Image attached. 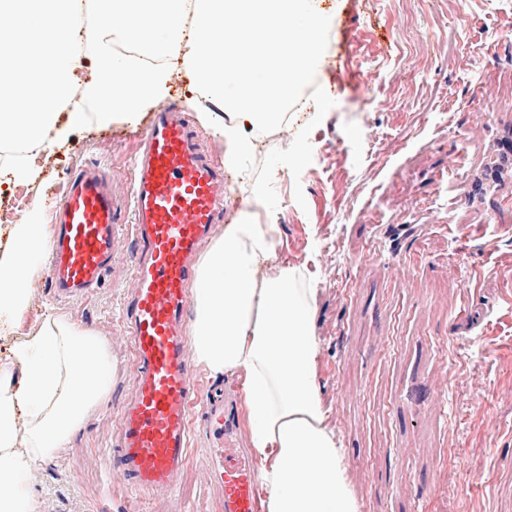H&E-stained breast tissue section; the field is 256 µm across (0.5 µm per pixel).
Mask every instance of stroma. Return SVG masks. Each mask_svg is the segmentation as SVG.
Segmentation results:
<instances>
[{
    "label": "stroma",
    "instance_id": "obj_1",
    "mask_svg": "<svg viewBox=\"0 0 512 512\" xmlns=\"http://www.w3.org/2000/svg\"><path fill=\"white\" fill-rule=\"evenodd\" d=\"M321 57L288 108L293 136L256 133L231 169L253 221L281 224L279 265L313 259L322 398L360 512H438L445 472L456 512H512V0H321ZM130 122L87 119L44 133L25 188L49 223L72 177L128 176ZM337 251L321 248L328 235ZM135 245L123 238L102 285L58 301L45 271L0 326V368L48 308L104 335L110 393L66 451L26 475L39 512H222L194 423L174 496L132 492L109 473L132 354L121 320Z\"/></svg>",
    "mask_w": 512,
    "mask_h": 512
}]
</instances>
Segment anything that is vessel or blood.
I'll use <instances>...</instances> for the list:
<instances>
[{"instance_id":"vessel-or-blood-1","label":"vessel or blood","mask_w":512,"mask_h":512,"mask_svg":"<svg viewBox=\"0 0 512 512\" xmlns=\"http://www.w3.org/2000/svg\"><path fill=\"white\" fill-rule=\"evenodd\" d=\"M136 137L126 182H112L97 165L83 169L50 226L47 280L63 300L103 281L122 220L138 244L123 309L132 398L116 422L106 466L131 490L170 496L189 464L200 404L210 439L206 466L223 492V512H258L259 468L240 447L238 412L223 396L202 393L188 336L193 258L214 226L228 221V177L203 150L193 114L180 102L157 107Z\"/></svg>"}]
</instances>
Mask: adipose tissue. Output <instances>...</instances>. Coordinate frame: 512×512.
<instances>
[{
    "mask_svg": "<svg viewBox=\"0 0 512 512\" xmlns=\"http://www.w3.org/2000/svg\"><path fill=\"white\" fill-rule=\"evenodd\" d=\"M89 55L72 51L85 0H0V138L43 145L46 128L75 129L82 103L102 118L134 117L168 91L162 67L118 58L114 44L140 38L154 58L183 54L226 122L200 113L227 140L225 163L247 152L242 128L275 123L306 83L320 51L319 0H96ZM277 224L243 215L218 228L192 288V350L212 375L238 377L250 445L260 461L262 512H359L342 448L318 387L313 273L276 265ZM48 225H15V255L0 262V324L32 297ZM19 377L0 378V512H38L21 475L63 452L107 397L111 351L98 332L55 314L14 347Z\"/></svg>",
    "mask_w": 512,
    "mask_h": 512,
    "instance_id": "ef3b65f1",
    "label": "adipose tissue"
}]
</instances>
